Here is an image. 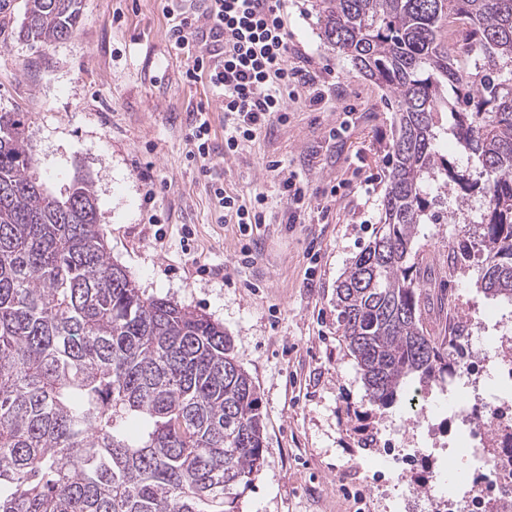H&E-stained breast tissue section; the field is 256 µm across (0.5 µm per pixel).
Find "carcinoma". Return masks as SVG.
<instances>
[{"label": "carcinoma", "instance_id": "cac0c4a2", "mask_svg": "<svg viewBox=\"0 0 512 512\" xmlns=\"http://www.w3.org/2000/svg\"><path fill=\"white\" fill-rule=\"evenodd\" d=\"M323 40L397 109L384 216L336 286L342 337L382 411L454 379L424 331L417 226L455 193L482 291L512 305V0H316ZM80 0H26L52 45ZM464 54V60L458 54ZM451 135L477 174L438 150ZM17 112L0 113V512H229L268 448L224 327L146 297L114 263L88 175L58 195ZM480 198V207L470 208Z\"/></svg>", "mask_w": 512, "mask_h": 512}]
</instances>
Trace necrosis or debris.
I'll list each match as a JSON object with an SVG mask.
<instances>
[{"label": "necrosis or debris", "mask_w": 512, "mask_h": 512, "mask_svg": "<svg viewBox=\"0 0 512 512\" xmlns=\"http://www.w3.org/2000/svg\"><path fill=\"white\" fill-rule=\"evenodd\" d=\"M478 328L490 333L491 349L463 364L458 385H445L435 410L416 398L410 404L422 422L444 423L449 447L463 446L465 476L447 486L433 449H410L396 474L409 482L403 494L408 512L423 500L431 512H512V358L503 354L512 330L492 314ZM459 385L470 389V398L455 400Z\"/></svg>", "instance_id": "obj_1"}]
</instances>
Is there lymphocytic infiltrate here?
Wrapping results in <instances>:
<instances>
[{
	"mask_svg": "<svg viewBox=\"0 0 512 512\" xmlns=\"http://www.w3.org/2000/svg\"><path fill=\"white\" fill-rule=\"evenodd\" d=\"M192 12L168 0L174 50L188 61L185 78L206 80L224 110V155L233 157L273 121L285 118L295 88H304L310 103L325 91L306 68L289 62L288 27L282 0H202ZM213 194L224 211L234 215L242 235L265 221V198L253 207L239 204L223 185Z\"/></svg>",
	"mask_w": 512,
	"mask_h": 512,
	"instance_id": "f902f5d3",
	"label": "lymphocytic infiltrate"
}]
</instances>
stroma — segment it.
Segmentation results:
<instances>
[{
  "instance_id": "1",
  "label": "stroma",
  "mask_w": 512,
  "mask_h": 512,
  "mask_svg": "<svg viewBox=\"0 0 512 512\" xmlns=\"http://www.w3.org/2000/svg\"><path fill=\"white\" fill-rule=\"evenodd\" d=\"M164 0H81V21L50 46L20 39L23 0H0V111L28 119L35 175L51 193L90 175L100 228L113 260L141 292L191 306L223 325L261 399L269 448L234 501V512H399L405 490L395 458L433 444L426 425L404 424V404L369 411L365 386L337 319L336 285L380 226L388 186L395 105L390 94L340 59L321 38L313 0H284L292 62L324 83V101L304 95L227 158L224 114L202 83H188L172 47ZM204 110L216 149L209 173L188 153V123ZM347 132H340L341 123ZM296 172L309 205L288 223L269 161ZM150 175L166 218L155 240L141 205ZM221 182L240 204L266 199V222L243 237L213 195ZM462 222L421 224L419 263L448 260ZM249 267L239 264L248 239ZM477 270L429 281L435 308L424 316L436 339L512 306L486 297ZM371 425L378 447L361 444ZM362 472L353 488L336 477Z\"/></svg>"
}]
</instances>
